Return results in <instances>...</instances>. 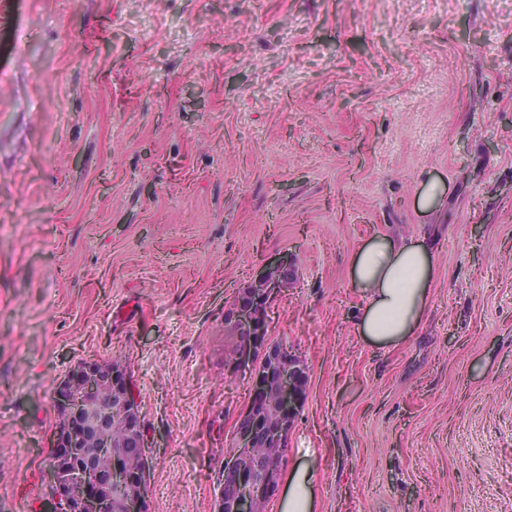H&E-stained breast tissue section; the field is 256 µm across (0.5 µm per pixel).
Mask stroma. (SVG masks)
<instances>
[{
    "instance_id": "obj_1",
    "label": "stroma",
    "mask_w": 512,
    "mask_h": 512,
    "mask_svg": "<svg viewBox=\"0 0 512 512\" xmlns=\"http://www.w3.org/2000/svg\"><path fill=\"white\" fill-rule=\"evenodd\" d=\"M377 235L436 261L391 349L350 277ZM285 254L314 512H512V0H0V512H49L56 388L102 359L149 512H217L224 313Z\"/></svg>"
}]
</instances>
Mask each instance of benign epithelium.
<instances>
[{
    "label": "benign epithelium",
    "mask_w": 512,
    "mask_h": 512,
    "mask_svg": "<svg viewBox=\"0 0 512 512\" xmlns=\"http://www.w3.org/2000/svg\"><path fill=\"white\" fill-rule=\"evenodd\" d=\"M295 264L288 256L271 259L261 265L254 280L264 284L261 299L271 300L283 288V276L293 273ZM233 323L249 332L251 340L238 348L233 360L226 368L229 377L246 376L252 388L251 399L237 418L235 439L240 448H251L260 442L283 441L292 429L291 414L296 407L293 395L295 374L282 362L271 359L265 373L253 368L255 351L270 349L268 328L257 323L253 312L247 307L238 308L232 315ZM116 382V373L103 371L94 363H85L76 369L58 386L57 397L61 405L71 413L70 422L56 436L55 451L60 456L56 467L51 469L52 487L58 512H99L105 501L118 500L124 512H145L148 501L144 482H135L122 470L119 449L151 447L146 431L133 426L128 429L124 441H112L111 427L107 424L109 408L97 400V392L110 388ZM279 389L280 421L268 425L255 415L260 398L270 386ZM91 435L98 448L91 454L87 464L75 463L64 454V449L76 446V435ZM277 463L263 464L258 470L241 462L239 454H230L224 459V476L232 478L230 499L232 512H252L256 495L272 499L278 491L275 476Z\"/></svg>",
    "instance_id": "obj_1"
}]
</instances>
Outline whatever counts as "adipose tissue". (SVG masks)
<instances>
[{"mask_svg":"<svg viewBox=\"0 0 512 512\" xmlns=\"http://www.w3.org/2000/svg\"><path fill=\"white\" fill-rule=\"evenodd\" d=\"M351 279L366 305L358 330L370 343L390 348L420 327L430 300L434 257L412 238L378 236L351 260Z\"/></svg>","mask_w":512,"mask_h":512,"instance_id":"ef3b65f1","label":"adipose tissue"}]
</instances>
